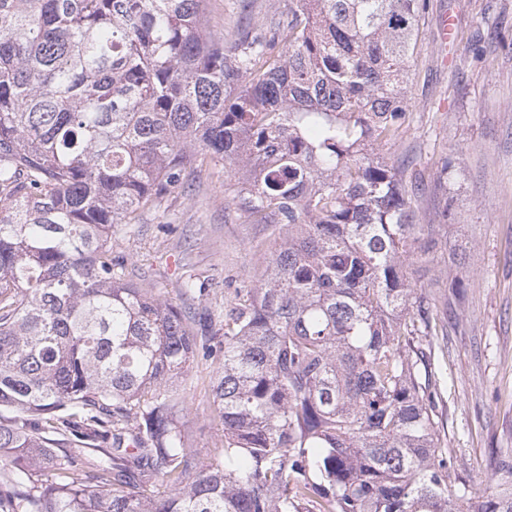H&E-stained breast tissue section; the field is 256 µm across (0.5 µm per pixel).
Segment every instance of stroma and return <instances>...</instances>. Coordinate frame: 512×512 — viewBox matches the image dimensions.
<instances>
[{
  "label": "stroma",
  "instance_id": "35a3bbf8",
  "mask_svg": "<svg viewBox=\"0 0 512 512\" xmlns=\"http://www.w3.org/2000/svg\"><path fill=\"white\" fill-rule=\"evenodd\" d=\"M287 2L210 0L211 27L234 42L277 23ZM444 14L455 20L451 45L439 36ZM407 112L397 140L377 152L422 172L411 194L419 223L440 225L449 249H470L458 326L428 342L440 432L458 474L479 492L512 450V0H428L407 67ZM235 184L223 160L207 158L185 191L112 239L134 280L183 310L206 311L216 329L225 300L260 275L279 234L238 209ZM187 280L204 294H181ZM222 354L208 341L175 382L186 441L204 452L223 437L211 391Z\"/></svg>",
  "mask_w": 512,
  "mask_h": 512
}]
</instances>
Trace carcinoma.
<instances>
[{"label":"carcinoma","mask_w":512,"mask_h":512,"mask_svg":"<svg viewBox=\"0 0 512 512\" xmlns=\"http://www.w3.org/2000/svg\"><path fill=\"white\" fill-rule=\"evenodd\" d=\"M426 0H288L234 46L209 0H0V512H512L454 470L420 374L445 328L407 168ZM280 241L224 312L222 446L185 441L171 386L194 320L111 240L207 156ZM165 491H159V487ZM421 285L424 287L422 290L435 300L433 302H435L438 317H442L444 299L452 293V289L448 288V280L444 278L435 280L428 276L421 280Z\"/></svg>","instance_id":"cac0c4a2"}]
</instances>
